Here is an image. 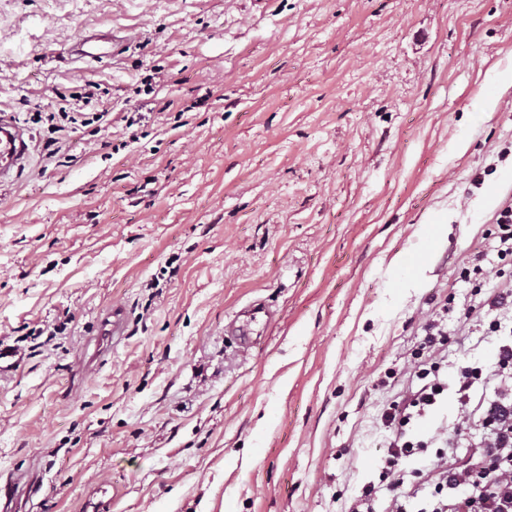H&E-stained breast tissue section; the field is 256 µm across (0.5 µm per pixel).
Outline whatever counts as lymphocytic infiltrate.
I'll use <instances>...</instances> for the list:
<instances>
[{
  "instance_id": "1",
  "label": "lymphocytic infiltrate",
  "mask_w": 512,
  "mask_h": 512,
  "mask_svg": "<svg viewBox=\"0 0 512 512\" xmlns=\"http://www.w3.org/2000/svg\"><path fill=\"white\" fill-rule=\"evenodd\" d=\"M481 252L472 253L463 277L479 276L472 304L460 314V322L477 321L484 332L500 337L492 366L479 363L461 367L454 382L442 376L441 346L450 334L441 320H428L424 337L412 356L415 385L399 402L382 413L383 424L394 432L384 456L379 483H366L347 512H373L380 488L391 498L385 512H408L412 481L431 489V497L419 512H512V337L502 321L512 311V281L499 285L483 278ZM495 383L493 400L473 404L475 383ZM454 393L458 404V429L477 426L483 431L480 442L466 455L457 452L456 437L438 427L434 437L440 448L430 449L427 441L410 436L414 422L425 417L444 398ZM434 451L435 458L420 468H408L409 460Z\"/></svg>"
}]
</instances>
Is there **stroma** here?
Listing matches in <instances>:
<instances>
[{
    "label": "stroma",
    "mask_w": 512,
    "mask_h": 512,
    "mask_svg": "<svg viewBox=\"0 0 512 512\" xmlns=\"http://www.w3.org/2000/svg\"><path fill=\"white\" fill-rule=\"evenodd\" d=\"M92 31L111 54L69 63ZM89 82L106 121L49 156L38 113ZM165 106L185 126L126 129ZM0 110L31 136L0 186L22 512H346L422 324L472 300L463 256L498 262L512 0H0ZM256 302L244 352L227 323ZM114 305L124 336L80 372ZM448 330L449 373L492 361L498 337Z\"/></svg>",
    "instance_id": "obj_1"
}]
</instances>
